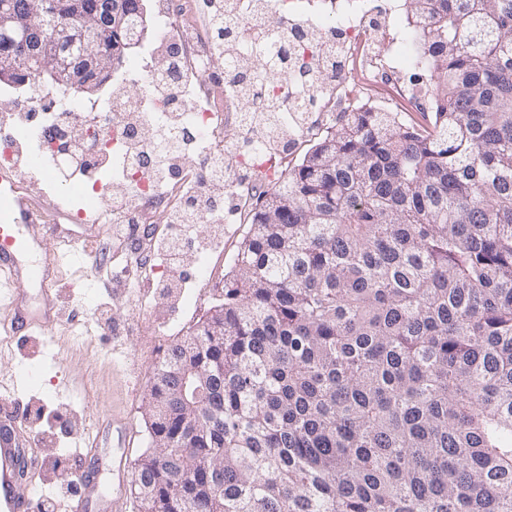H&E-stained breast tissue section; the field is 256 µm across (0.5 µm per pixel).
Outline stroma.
<instances>
[{"instance_id":"obj_1","label":"stroma","mask_w":512,"mask_h":512,"mask_svg":"<svg viewBox=\"0 0 512 512\" xmlns=\"http://www.w3.org/2000/svg\"><path fill=\"white\" fill-rule=\"evenodd\" d=\"M249 230L239 215L224 226V249L212 253L210 279L182 281L177 288H154L142 266L150 253L129 262L115 224H59L47 249L74 241L83 255L55 275L59 320L50 330L51 352L43 354L40 336L0 337V387L23 384V425L37 446L35 483L22 493L30 504L53 501L67 512L71 499L61 482L81 467L89 436L99 440L100 457L92 462L102 495L117 512H138L130 493L112 478L117 435L111 417L127 419L134 434L131 458L150 447L145 398L156 363L173 341L187 336L216 306L224 276L235 263ZM193 291L194 307H182V291Z\"/></svg>"}]
</instances>
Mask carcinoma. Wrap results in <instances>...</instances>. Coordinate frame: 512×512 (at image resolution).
<instances>
[{
  "label": "carcinoma",
  "instance_id": "cac0c4a2",
  "mask_svg": "<svg viewBox=\"0 0 512 512\" xmlns=\"http://www.w3.org/2000/svg\"><path fill=\"white\" fill-rule=\"evenodd\" d=\"M406 4L441 110L343 112L261 194L154 369L142 512H512V0Z\"/></svg>",
  "mask_w": 512,
  "mask_h": 512
}]
</instances>
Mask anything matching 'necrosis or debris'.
I'll list each match as a JSON object with an SVG mask.
<instances>
[{"label": "necrosis or debris", "instance_id": "necrosis-or-debris-1", "mask_svg": "<svg viewBox=\"0 0 512 512\" xmlns=\"http://www.w3.org/2000/svg\"><path fill=\"white\" fill-rule=\"evenodd\" d=\"M210 15L239 25L218 45L209 22L178 0H154L157 35L144 43L130 72L149 86L131 100L122 87L104 99H76L69 89L26 81L24 101L0 111L12 137L0 139V169L17 174L40 163L48 176L63 173L81 188L86 206L45 212V224H188L192 239L210 250L224 241V209L254 197L246 158L285 159L306 138L334 124L338 113L358 107L383 112H434L430 83L411 77L420 67L400 0H307L299 16L285 19L283 0H268L256 13L252 0H209ZM333 45L340 62L329 75L331 90L317 94L287 82V104H300L304 119L287 114L286 144L258 146L250 136L253 116L266 104L275 76L289 77L293 59L281 52L310 37ZM384 51H377V44ZM271 58L272 74L255 94L239 99L225 58Z\"/></svg>", "mask_w": 512, "mask_h": 512}]
</instances>
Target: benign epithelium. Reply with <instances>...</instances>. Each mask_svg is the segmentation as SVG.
<instances>
[{
  "label": "benign epithelium",
  "mask_w": 512,
  "mask_h": 512,
  "mask_svg": "<svg viewBox=\"0 0 512 512\" xmlns=\"http://www.w3.org/2000/svg\"><path fill=\"white\" fill-rule=\"evenodd\" d=\"M44 0H0V37L11 49L0 53V80L11 82L18 57H25L40 75L84 92L94 91L88 72L108 76L115 60L98 50L100 37L120 28L129 17L127 0H105L98 9H87L85 0H67V20L45 7Z\"/></svg>",
  "instance_id": "obj_1"
}]
</instances>
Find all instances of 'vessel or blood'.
<instances>
[{
  "label": "vessel or blood",
  "mask_w": 512,
  "mask_h": 512,
  "mask_svg": "<svg viewBox=\"0 0 512 512\" xmlns=\"http://www.w3.org/2000/svg\"><path fill=\"white\" fill-rule=\"evenodd\" d=\"M51 227L39 223L33 208L16 195L9 173H0V305L7 311L5 328L10 336H28L47 331L57 319L53 296V270L62 264L58 251L41 253L43 237ZM38 288V302H30L24 283ZM22 400L0 394V512H28V501L19 487L32 482L36 469L30 458L29 442L20 425ZM83 487L71 512H110L107 499L99 496L88 475L78 477Z\"/></svg>",
  "instance_id": "obj_1"
}]
</instances>
